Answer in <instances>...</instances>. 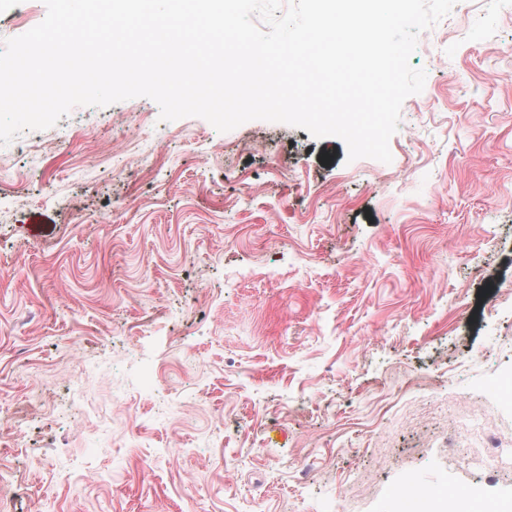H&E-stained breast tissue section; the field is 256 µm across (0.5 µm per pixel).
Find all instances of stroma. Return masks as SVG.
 <instances>
[{"instance_id":"35a3bbf8","label":"stroma","mask_w":512,"mask_h":512,"mask_svg":"<svg viewBox=\"0 0 512 512\" xmlns=\"http://www.w3.org/2000/svg\"><path fill=\"white\" fill-rule=\"evenodd\" d=\"M0 0V45L43 20ZM391 163L137 97L0 146V512L512 498V0H457ZM82 388L81 408L73 406ZM467 429L476 436H483V454L479 456H462L469 466L478 469L498 472L503 468V459L510 447H512V430L506 429L494 434L486 435L481 431L479 423L467 426Z\"/></svg>"}]
</instances>
